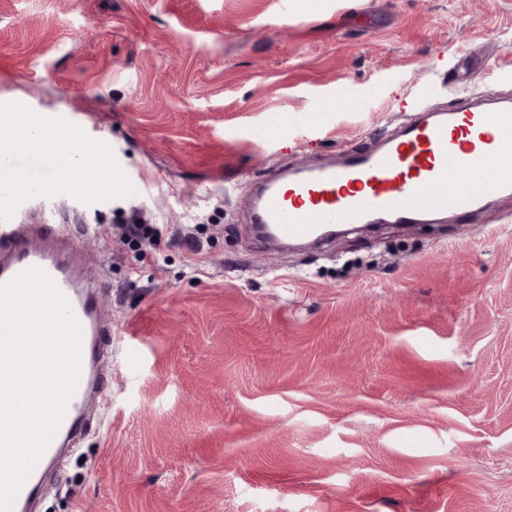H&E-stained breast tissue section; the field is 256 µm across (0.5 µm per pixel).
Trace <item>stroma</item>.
Segmentation results:
<instances>
[{
    "label": "stroma",
    "mask_w": 512,
    "mask_h": 512,
    "mask_svg": "<svg viewBox=\"0 0 512 512\" xmlns=\"http://www.w3.org/2000/svg\"><path fill=\"white\" fill-rule=\"evenodd\" d=\"M456 65L512 103V0H0V122L62 138L0 219L81 234L112 324L32 512H512V196L321 247L251 228L268 171L448 107Z\"/></svg>",
    "instance_id": "35a3bbf8"
}]
</instances>
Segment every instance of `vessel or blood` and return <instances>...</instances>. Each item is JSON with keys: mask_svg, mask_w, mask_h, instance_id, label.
<instances>
[{"mask_svg": "<svg viewBox=\"0 0 512 512\" xmlns=\"http://www.w3.org/2000/svg\"><path fill=\"white\" fill-rule=\"evenodd\" d=\"M512 192V107L461 104L439 113L418 110L398 131L382 134L371 150L349 147L335 164L305 165L274 173L259 184L254 221L277 242H327L331 225L388 219L420 224L450 211L466 218L489 197ZM55 224L26 230L0 222V284L36 267L56 283L82 326L81 373L60 427L18 492L13 512H27L44 475L62 455L65 438L78 433L92 394L101 392L107 355L96 339L112 333L98 321L95 286L80 282L48 252Z\"/></svg>", "mask_w": 512, "mask_h": 512, "instance_id": "vessel-or-blood-1", "label": "vessel or blood"}]
</instances>
